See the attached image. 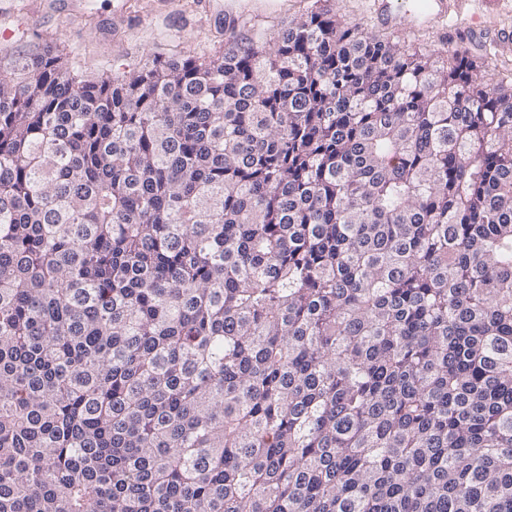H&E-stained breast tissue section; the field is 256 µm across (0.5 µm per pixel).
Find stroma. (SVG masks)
I'll return each instance as SVG.
<instances>
[{
    "label": "stroma",
    "mask_w": 512,
    "mask_h": 512,
    "mask_svg": "<svg viewBox=\"0 0 512 512\" xmlns=\"http://www.w3.org/2000/svg\"><path fill=\"white\" fill-rule=\"evenodd\" d=\"M407 21L396 39L410 49L462 47L487 78L512 85V46L489 54L484 40L512 29V0H475L481 36L456 38L442 27L414 23L421 0H394ZM319 0H0V57L66 45L95 75L144 65L153 53L212 55L229 32L250 35L251 25L277 29L319 7Z\"/></svg>",
    "instance_id": "stroma-1"
}]
</instances>
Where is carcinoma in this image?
I'll return each instance as SVG.
<instances>
[{
    "instance_id": "cac0c4a2",
    "label": "carcinoma",
    "mask_w": 512,
    "mask_h": 512,
    "mask_svg": "<svg viewBox=\"0 0 512 512\" xmlns=\"http://www.w3.org/2000/svg\"><path fill=\"white\" fill-rule=\"evenodd\" d=\"M0 77V512H512V92L313 11Z\"/></svg>"
}]
</instances>
